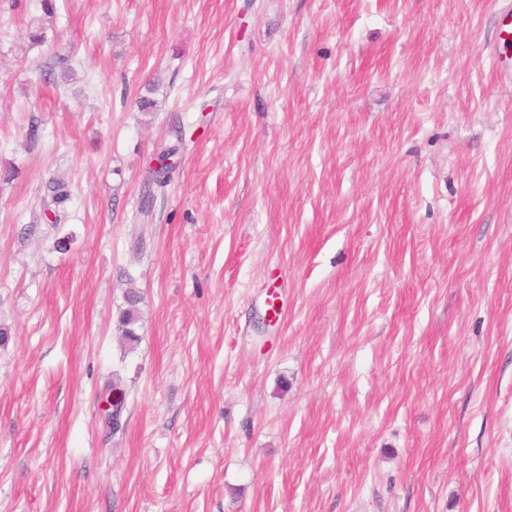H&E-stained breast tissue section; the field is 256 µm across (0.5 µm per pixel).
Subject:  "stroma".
Returning a JSON list of instances; mask_svg holds the SVG:
<instances>
[{
  "instance_id": "stroma-1",
  "label": "stroma",
  "mask_w": 512,
  "mask_h": 512,
  "mask_svg": "<svg viewBox=\"0 0 512 512\" xmlns=\"http://www.w3.org/2000/svg\"><path fill=\"white\" fill-rule=\"evenodd\" d=\"M53 5L0 0V512H512V0ZM50 187V201L43 200V205L46 207L48 211L53 213L54 221L53 223L58 224L60 222L59 210L65 209V205L69 202L71 198V191L64 182H51ZM50 206L54 207V210L49 208Z\"/></svg>"
}]
</instances>
